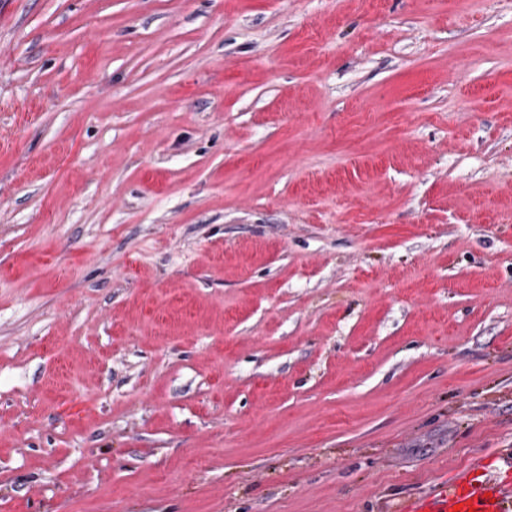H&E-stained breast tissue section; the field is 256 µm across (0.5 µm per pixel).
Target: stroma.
<instances>
[{"label": "stroma", "instance_id": "35a3bbf8", "mask_svg": "<svg viewBox=\"0 0 512 512\" xmlns=\"http://www.w3.org/2000/svg\"><path fill=\"white\" fill-rule=\"evenodd\" d=\"M507 458L512 0H0V512Z\"/></svg>", "mask_w": 512, "mask_h": 512}]
</instances>
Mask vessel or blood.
Returning a JSON list of instances; mask_svg holds the SVG:
<instances>
[{"instance_id":"obj_1","label":"vessel or blood","mask_w":512,"mask_h":512,"mask_svg":"<svg viewBox=\"0 0 512 512\" xmlns=\"http://www.w3.org/2000/svg\"><path fill=\"white\" fill-rule=\"evenodd\" d=\"M458 506L463 512L472 507L477 512H512V486L467 469L433 493L405 502L398 512H454Z\"/></svg>"}]
</instances>
